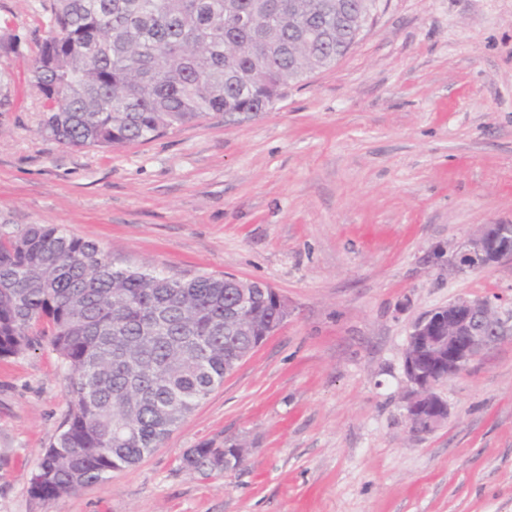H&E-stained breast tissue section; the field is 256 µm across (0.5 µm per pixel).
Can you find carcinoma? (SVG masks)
Returning a JSON list of instances; mask_svg holds the SVG:
<instances>
[{"label":"carcinoma","instance_id":"cac0c4a2","mask_svg":"<svg viewBox=\"0 0 512 512\" xmlns=\"http://www.w3.org/2000/svg\"><path fill=\"white\" fill-rule=\"evenodd\" d=\"M323 0H42L48 36L29 54L0 33V58L28 60L41 131L75 149L146 142L211 116L265 112L289 85L327 69L356 28L319 16ZM0 70V121L13 111ZM224 278L116 267L60 227L0 225V359L38 337L64 368L69 414L31 478L52 499L150 455L215 388L251 339L224 334ZM262 336L274 300L256 305ZM161 321L164 334L155 336ZM184 452L188 468H238L232 448Z\"/></svg>","mask_w":512,"mask_h":512}]
</instances>
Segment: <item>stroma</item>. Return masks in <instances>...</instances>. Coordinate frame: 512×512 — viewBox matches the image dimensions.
Here are the masks:
<instances>
[{"instance_id": "35a3bbf8", "label": "stroma", "mask_w": 512, "mask_h": 512, "mask_svg": "<svg viewBox=\"0 0 512 512\" xmlns=\"http://www.w3.org/2000/svg\"><path fill=\"white\" fill-rule=\"evenodd\" d=\"M35 46L41 0H0ZM18 75L0 128V224L55 225L119 267L274 288L287 323L151 455L51 500L30 482L68 413L48 342L0 359V512H512V337L436 387L447 421L410 430L404 353L423 312L512 311V263L458 273L512 224V0H379L360 41L266 112L148 143L70 149L39 132ZM238 438L220 474L187 449ZM502 261L512 262V224H487L465 242L454 266L476 271Z\"/></svg>"}]
</instances>
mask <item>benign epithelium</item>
I'll list each match as a JSON object with an SVG mask.
<instances>
[{"label":"benign epithelium","instance_id":"1","mask_svg":"<svg viewBox=\"0 0 512 512\" xmlns=\"http://www.w3.org/2000/svg\"><path fill=\"white\" fill-rule=\"evenodd\" d=\"M512 262V224H488L463 245L455 268L476 271L494 263ZM235 289L234 303L224 321L230 335L252 334L246 312L257 293L268 294L273 288L265 283L235 276H224ZM512 332V314L504 319L488 299L457 298L446 306L431 309L413 324L405 355V372L414 389L407 405L411 430L428 433L448 417L444 401L434 392L439 380L419 368L424 348L438 349V356L448 361V376L461 373L477 357L494 346L506 332Z\"/></svg>","mask_w":512,"mask_h":512}]
</instances>
